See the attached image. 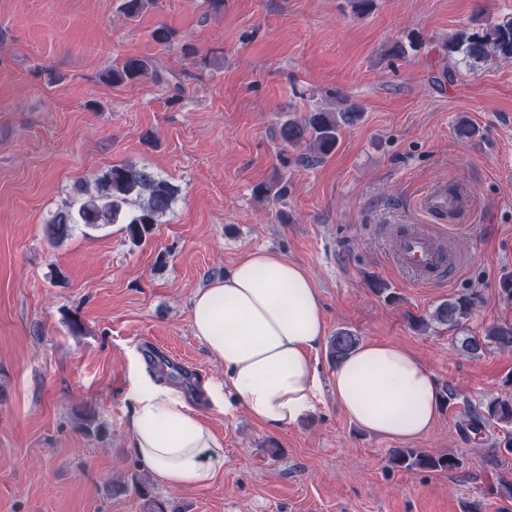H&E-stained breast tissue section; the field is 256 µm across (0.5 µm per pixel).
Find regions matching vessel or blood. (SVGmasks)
<instances>
[{
	"mask_svg": "<svg viewBox=\"0 0 512 512\" xmlns=\"http://www.w3.org/2000/svg\"><path fill=\"white\" fill-rule=\"evenodd\" d=\"M419 212L428 218L448 216L469 210L463 193H449L447 188L436 187L422 192L417 200ZM443 230L427 225L417 226L411 232L398 236L395 243L396 262L399 270L423 285L437 283L445 270L456 269L458 259L447 251Z\"/></svg>",
	"mask_w": 512,
	"mask_h": 512,
	"instance_id": "vessel-or-blood-1",
	"label": "vessel or blood"
}]
</instances>
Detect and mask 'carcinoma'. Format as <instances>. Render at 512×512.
Listing matches in <instances>:
<instances>
[{
	"instance_id": "obj_1",
	"label": "carcinoma",
	"mask_w": 512,
	"mask_h": 512,
	"mask_svg": "<svg viewBox=\"0 0 512 512\" xmlns=\"http://www.w3.org/2000/svg\"><path fill=\"white\" fill-rule=\"evenodd\" d=\"M152 0H122L120 11L128 19L140 16ZM448 56L460 55L466 61H512V17L472 32H459L442 44ZM161 78L149 61L136 56L128 57L121 66L105 74L107 82L122 84L142 77ZM360 118L355 105L342 109L314 108L299 118H288L279 127L281 141L295 149H304L305 158L319 161L330 155L338 143L345 126L354 125ZM178 187L159 178L151 169L133 163L110 167L95 179L93 188L84 190L83 198L58 209L45 224V237L56 246L68 239L74 228L81 224L97 229L105 224L121 222L132 244L139 245L152 233L155 224L166 215L176 201ZM474 298L459 295L440 303L428 316L413 320L418 332H426L432 325L460 326L471 315ZM460 350L471 358H479L492 349L512 350V325L498 324L488 328L482 336L457 338ZM359 344V336L347 329L332 336L328 356L338 363ZM81 427L100 433L104 427L96 422V414L88 408L75 411ZM498 430L495 447L507 458L512 456V394L504 393L488 398L484 403L468 410L465 431L479 437L490 429ZM388 461L391 467L406 471H457L465 461L455 453L430 454L421 448H394Z\"/></svg>"
}]
</instances>
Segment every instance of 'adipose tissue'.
<instances>
[{
    "mask_svg": "<svg viewBox=\"0 0 512 512\" xmlns=\"http://www.w3.org/2000/svg\"><path fill=\"white\" fill-rule=\"evenodd\" d=\"M194 336L224 369L206 388L212 406L243 409L282 431L313 411L323 391L362 431L400 441L426 436L440 414L432 370L408 348L368 340L321 379L327 333L323 299L309 271L267 249L244 252L223 279L198 290ZM130 450L171 489L208 486L224 467V442L174 388L139 377L132 390Z\"/></svg>",
    "mask_w": 512,
    "mask_h": 512,
    "instance_id": "adipose-tissue-1",
    "label": "adipose tissue"
}]
</instances>
